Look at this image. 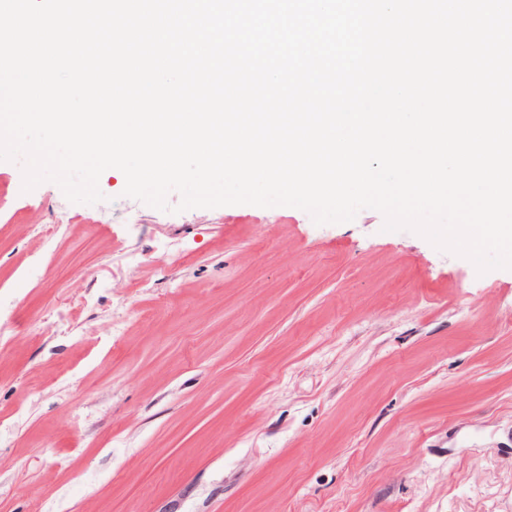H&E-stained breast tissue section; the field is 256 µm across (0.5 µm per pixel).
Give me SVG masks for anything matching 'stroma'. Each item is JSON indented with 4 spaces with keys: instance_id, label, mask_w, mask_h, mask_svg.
I'll return each instance as SVG.
<instances>
[{
    "instance_id": "stroma-1",
    "label": "stroma",
    "mask_w": 512,
    "mask_h": 512,
    "mask_svg": "<svg viewBox=\"0 0 512 512\" xmlns=\"http://www.w3.org/2000/svg\"><path fill=\"white\" fill-rule=\"evenodd\" d=\"M0 161V512H512V269L363 209Z\"/></svg>"
}]
</instances>
